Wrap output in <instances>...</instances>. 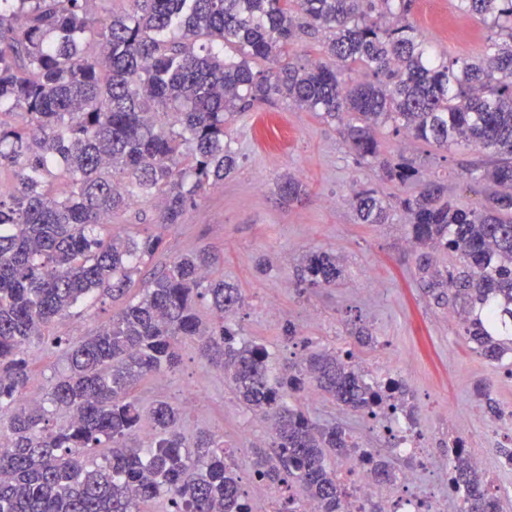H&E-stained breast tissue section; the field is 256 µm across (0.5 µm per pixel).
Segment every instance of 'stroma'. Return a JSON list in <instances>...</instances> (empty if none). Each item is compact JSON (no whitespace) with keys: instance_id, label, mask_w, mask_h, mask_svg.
I'll return each instance as SVG.
<instances>
[{"instance_id":"35a3bbf8","label":"stroma","mask_w":512,"mask_h":512,"mask_svg":"<svg viewBox=\"0 0 512 512\" xmlns=\"http://www.w3.org/2000/svg\"><path fill=\"white\" fill-rule=\"evenodd\" d=\"M435 9L434 0H415L411 18L436 50L452 58L483 53L481 22H474L469 35L452 24L440 33L426 23ZM228 137L238 155L236 172L198 199L181 224L159 229L156 208L149 201L113 216V232H161L163 247L143 266V274L158 271L180 253L212 251L219 258L218 275L245 296L235 317L241 336L264 344L283 361L300 357L306 348H353L352 329L366 326L376 348L358 351V362L372 364L386 357L403 362L414 411L432 452L441 453L457 423H464L465 442L481 456L504 512H512V466L501 454L500 437L501 432H512V378H506V366L488 361L467 342L456 315L425 297L407 243L408 218L398 206L412 186L385 183L378 167L357 165L336 122L285 101L260 104L242 114L231 124ZM379 138L385 154L421 161L447 184L459 207H478L485 185L462 178L457 168L459 161L475 159V152L457 146L430 152L385 130ZM287 175L304 186L301 200L280 199L277 185ZM366 187L388 196L393 207L389 223H358L350 198ZM314 250L336 254L341 282L335 288L302 293L295 284V268ZM121 306L117 300L82 308L58 319L55 332L79 341ZM289 322L299 332V345L285 344L282 338ZM27 352L31 372L26 391L45 393L66 361L39 340L32 341ZM182 356L176 374L137 385L140 404L176 402L182 410L181 429L189 437L207 430L222 436L231 448L268 442L267 429L241 406L223 373L199 358L193 345H185ZM483 382L490 385L499 416H491L476 395ZM297 403L312 420L338 423L353 439L388 454L382 430L363 414L323 397L313 402L301 397Z\"/></svg>"}]
</instances>
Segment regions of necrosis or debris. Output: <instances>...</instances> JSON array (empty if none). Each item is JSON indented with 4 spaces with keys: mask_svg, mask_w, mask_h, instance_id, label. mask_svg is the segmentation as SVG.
<instances>
[{
    "mask_svg": "<svg viewBox=\"0 0 512 512\" xmlns=\"http://www.w3.org/2000/svg\"><path fill=\"white\" fill-rule=\"evenodd\" d=\"M372 419L380 424L392 452L402 459L403 467L393 482L375 483L369 474L375 449L352 448L351 463L341 473L348 512H364L371 502L376 504L378 512H447L448 470L440 466L427 447L403 404L401 393L391 392Z\"/></svg>",
    "mask_w": 512,
    "mask_h": 512,
    "instance_id": "necrosis-or-debris-1",
    "label": "necrosis or debris"
}]
</instances>
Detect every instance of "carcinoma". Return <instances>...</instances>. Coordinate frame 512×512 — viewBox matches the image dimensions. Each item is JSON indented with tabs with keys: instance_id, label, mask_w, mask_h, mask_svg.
I'll return each mask as SVG.
<instances>
[{
	"instance_id": "1",
	"label": "carcinoma",
	"mask_w": 512,
	"mask_h": 512,
	"mask_svg": "<svg viewBox=\"0 0 512 512\" xmlns=\"http://www.w3.org/2000/svg\"><path fill=\"white\" fill-rule=\"evenodd\" d=\"M103 17L96 0H0V512H145L161 497L170 512H246L239 465L224 460V440L181 431L177 404L149 409L154 433L134 444L143 407L133 395L145 378L174 374L181 346L223 371L239 402L271 423V440L244 449L261 481L301 488L281 512L316 503L347 512L327 456L353 447L339 424H318L288 397L314 386L337 405L367 412L383 395L368 385L347 350L278 361L240 338L231 316L239 288L214 275L206 249L174 257L79 342L52 334L55 321L83 302L123 298L163 245L101 234L112 216L140 200L160 202L156 223L187 211L237 167L228 126L257 103L293 102L338 121L356 160L378 163L382 179L414 184L401 199L407 242L427 296L460 316L463 335L484 357H512V0H455L463 16L491 30L477 59L447 58L409 19L414 0H128ZM328 33L324 60L299 63L300 36ZM239 49L229 59L224 47ZM364 70L369 79L351 73ZM448 150L488 153L480 172L484 203L462 209L447 186L412 160L382 154L377 132ZM288 201L303 186L278 185ZM362 224H385L389 203L375 188L353 197ZM460 266L442 270L435 255ZM341 275L336 255L309 252L299 284L326 288ZM209 301L212 316H199ZM45 340L66 359L45 397L32 402L27 348ZM459 512H503L467 451L448 449ZM372 474L396 478L380 455Z\"/></svg>"
}]
</instances>
